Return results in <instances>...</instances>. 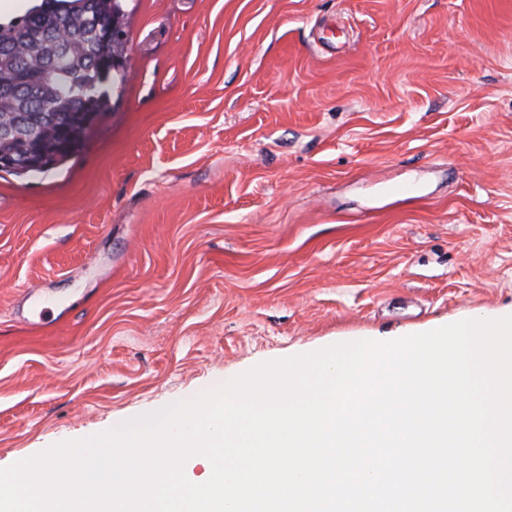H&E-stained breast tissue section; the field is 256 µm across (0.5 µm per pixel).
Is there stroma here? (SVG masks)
<instances>
[{
    "mask_svg": "<svg viewBox=\"0 0 512 512\" xmlns=\"http://www.w3.org/2000/svg\"><path fill=\"white\" fill-rule=\"evenodd\" d=\"M125 9L81 150L0 172V468L262 362L512 313V0Z\"/></svg>",
    "mask_w": 512,
    "mask_h": 512,
    "instance_id": "35a3bbf8",
    "label": "stroma"
}]
</instances>
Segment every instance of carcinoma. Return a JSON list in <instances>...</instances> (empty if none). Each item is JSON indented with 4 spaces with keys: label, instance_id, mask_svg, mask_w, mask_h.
I'll list each match as a JSON object with an SVG mask.
<instances>
[{
    "label": "carcinoma",
    "instance_id": "carcinoma-1",
    "mask_svg": "<svg viewBox=\"0 0 512 512\" xmlns=\"http://www.w3.org/2000/svg\"><path fill=\"white\" fill-rule=\"evenodd\" d=\"M123 0H43L21 20L0 24V127L10 136L0 138V172L23 176L52 169L76 154L89 128L88 115L100 112L107 102L102 89L112 80L123 83L119 63L105 75L92 65L96 24H113V47L123 58L125 42L121 8ZM64 23L73 33L67 53L56 68L42 73L55 42L38 36L43 24Z\"/></svg>",
    "mask_w": 512,
    "mask_h": 512
}]
</instances>
